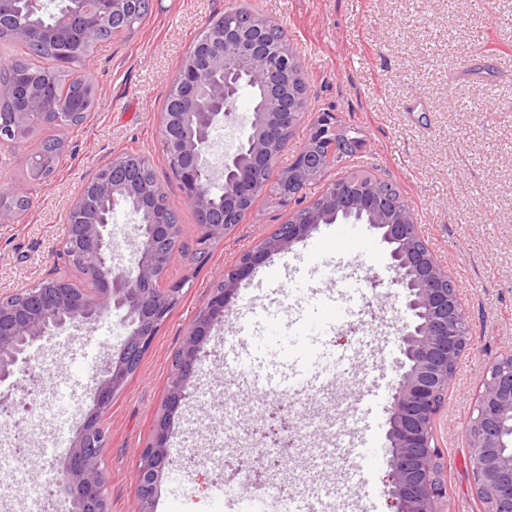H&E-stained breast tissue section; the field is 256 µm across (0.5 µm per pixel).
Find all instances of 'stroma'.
Segmentation results:
<instances>
[{"label":"stroma","mask_w":512,"mask_h":512,"mask_svg":"<svg viewBox=\"0 0 512 512\" xmlns=\"http://www.w3.org/2000/svg\"><path fill=\"white\" fill-rule=\"evenodd\" d=\"M241 7L279 25L302 68L307 107L278 168L292 163L320 116L332 113L359 144L345 161L309 183L305 201L313 202L354 172L388 181L408 203L422 239L457 290L471 336L434 435L447 475V512H482L472 486L468 427L488 367L512 354V0H152L135 32L98 44L87 61V74L99 91L97 106L82 124L64 130L66 152L56 172L33 182L22 162L53 128H38L18 145L0 146V191L20 187L32 199L16 223H0V296L23 292L54 269L70 282L82 281L78 271L55 267L75 198L114 155L134 152L149 159L182 226L181 249L165 272L166 281L181 284L182 293L137 371L101 416L107 442L100 459L109 476V512H141L140 451L162 413L175 353L220 276L294 212L264 192L231 233L200 243L195 211L163 150L162 108L182 60L217 14ZM329 231V225H318L289 251L273 254L272 262L284 265L276 278L236 289L223 324L210 334L206 361L171 416L170 465L152 512H243L244 494L267 489V476L247 480L237 467L252 463L255 431L282 395L257 398L224 368V339L235 335L237 317L247 310L253 313L254 340L271 348L292 349L317 337L353 356L352 378L329 382L289 414L281 484L294 496L326 485L350 493L355 512H392L382 493L388 461L370 472L367 484H354L338 467L334 448L354 422L351 400L363 390L358 374L398 377L400 329L410 313L390 284L389 251L373 226H365L364 241L349 253L328 241L323 259L335 273L329 279L319 273L309 245ZM352 284L362 289L369 306L394 316V324L359 314L331 331L307 322L275 334L263 322L273 313L314 312L320 293L342 292ZM123 316L118 309L104 314L90 337L77 341L74 363L63 372L77 387L78 418L55 397L43 405L44 417L65 429L59 445L30 434L25 467L12 462L9 448L0 449V479L25 487L30 471L47 458L62 470L83 418L95 410L94 388L81 386L86 365L104 364L122 346L130 331ZM365 336L374 344L364 349ZM193 449L207 456L206 464L190 461Z\"/></svg>","instance_id":"35a3bbf8"}]
</instances>
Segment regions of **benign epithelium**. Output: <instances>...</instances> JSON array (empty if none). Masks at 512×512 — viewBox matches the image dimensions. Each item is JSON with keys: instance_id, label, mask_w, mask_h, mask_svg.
Segmentation results:
<instances>
[{"instance_id": "1", "label": "benign epithelium", "mask_w": 512, "mask_h": 512, "mask_svg": "<svg viewBox=\"0 0 512 512\" xmlns=\"http://www.w3.org/2000/svg\"><path fill=\"white\" fill-rule=\"evenodd\" d=\"M58 20L39 29L44 41L65 42L74 34L71 4L79 5L83 25L80 37L89 44L100 29L129 13L134 0H68ZM274 24L252 15H241L233 25L207 29L206 36L183 61L173 88L180 111L161 113L162 141L167 159L180 181L185 200L193 207L203 235H225L236 227L240 206L258 194L253 171L271 165L288 148L285 130L300 120L302 100L294 88V61L285 37L274 38ZM257 78L265 89L262 105L250 110V133L236 149L216 163L211 154L213 129L237 115L239 81ZM51 103L37 90L25 94L18 110L0 120V145L9 144L31 124L49 116ZM323 163L313 148L303 149L291 164L290 198L302 193L307 178ZM137 160L117 155L105 176L87 183L75 199L72 211L79 221L69 227L60 254H73L95 282V287L76 290L62 281L55 288H32L26 303L15 305L0 297V382L10 380L26 362L25 353L35 343L56 333H87L112 308L125 310L130 332L123 346L112 354L99 374L96 386L97 414L87 417L66 452L61 475L66 512H108V476L90 448H103L97 433V416L108 410L130 367V356L152 344L180 298L181 287L163 285L171 255L157 244L182 235V226L155 212L159 191L135 177ZM232 178V190L218 207L205 188L216 180ZM102 205L87 208V195ZM133 201L136 216L135 263L129 269L114 264L116 250L112 211ZM304 224H290L281 237L270 239L242 254L236 268L213 289L205 310L181 348L175 383L158 421L152 440L140 452L136 488L143 512H150L158 484L169 467L170 414L185 398V384L198 370L199 355L211 328L222 322L224 306L238 284L247 279L273 253L288 250L309 236L318 224L339 219L370 224L381 230L389 248L392 285L399 288L412 321L401 333V374L389 402L387 440L392 479L384 494L396 512H445L448 483L442 476L433 425L448 384L449 367L466 350L469 329L464 309L457 300L448 274L440 267L416 233L413 212H403L396 202L380 195L372 185L356 193L333 190L307 207ZM512 420V366L489 367L470 424V436L482 448L473 466L477 498L486 512H512V448L502 441L504 420Z\"/></svg>"}]
</instances>
